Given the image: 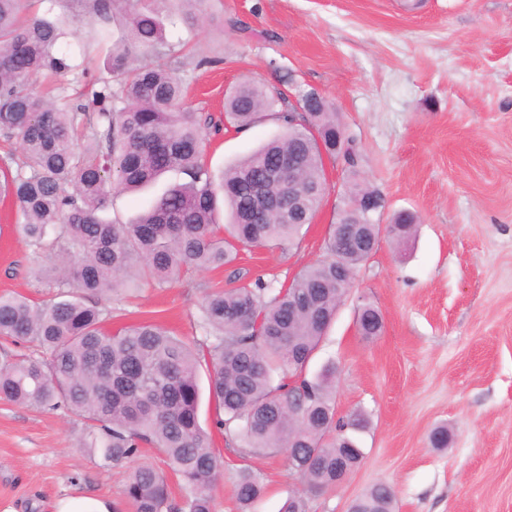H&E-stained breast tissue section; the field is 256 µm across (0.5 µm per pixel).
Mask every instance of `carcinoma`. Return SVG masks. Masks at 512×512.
<instances>
[{
  "label": "carcinoma",
  "instance_id": "carcinoma-1",
  "mask_svg": "<svg viewBox=\"0 0 512 512\" xmlns=\"http://www.w3.org/2000/svg\"><path fill=\"white\" fill-rule=\"evenodd\" d=\"M29 2L0 0V137L18 138L24 155L15 173L0 174V196L17 204L19 230L31 245L56 250V262L39 279L60 292L43 303L0 294V337L36 348L0 363V398L44 410L64 407L82 417L81 446L106 464L130 463L142 449H158L169 471L130 469L123 494L131 512H213L212 488L224 459L200 426L204 370L214 425L224 432L228 452L243 461L283 453L305 491L335 488L362 461L350 435L362 422L336 417V364L312 376L305 364L352 287L355 269L369 257L365 249L341 246L336 225L324 241L326 258L291 283L274 288L258 280L208 293L202 325L209 340L198 346L150 322L112 331L95 301L143 273L168 284L185 270L233 263L239 246L293 242L302 225L288 223V183L274 171L296 154L312 218L324 196V159L336 153L342 132L335 108L299 90L306 112L278 110L280 97L263 84L238 85L225 96V123L243 128L270 113L286 131L216 176L203 162V133L219 130L212 115L186 110L187 86L169 69L129 66L141 50L168 55L156 9L142 7V0L79 3L102 22L124 13L128 28L126 42L112 53L117 82L93 91L90 110L33 91L42 71L63 76L71 64L57 52L55 24L21 20ZM349 163L347 201L379 195L359 177L354 157ZM170 170L188 180L135 221L105 217L112 193L139 189ZM220 197L230 212L223 226L216 217ZM344 222L379 240V225L359 208L351 207ZM413 223L412 214H397L390 237L398 243L411 237ZM379 315L371 305L362 308L363 332H375ZM171 474L190 489L179 510L170 500ZM262 492L259 476L241 465L234 482L240 512H249ZM393 501L389 487L376 485L355 499V508L393 512Z\"/></svg>",
  "mask_w": 512,
  "mask_h": 512
}]
</instances>
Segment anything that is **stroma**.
<instances>
[{
	"label": "stroma",
	"instance_id": "1",
	"mask_svg": "<svg viewBox=\"0 0 512 512\" xmlns=\"http://www.w3.org/2000/svg\"><path fill=\"white\" fill-rule=\"evenodd\" d=\"M32 14L58 22L72 69L57 87L91 100L109 78V55L126 34L114 15L99 26L72 0H35ZM168 66L189 85L187 108L221 122L204 155L220 171L283 132L267 118L225 125L224 94L254 79L333 103L370 186L385 199L381 223L417 218L407 245L382 239L312 361L336 364L338 415L359 414L361 464L330 493L304 495L307 512H346L371 486L395 495V512H512V0H210L205 20L166 27ZM343 158L325 162L327 192L311 224L279 248L243 247L230 265L101 297L109 328L150 321L201 341L205 294L256 278L288 283L323 259L343 194ZM114 196L110 217L135 219L171 185ZM17 209L0 198V294L40 302L55 289L34 274ZM384 317L372 340L359 308ZM448 447H431L439 425ZM84 422L0 400V512H58L61 501H105L129 512L126 468L81 448ZM265 492L251 512H279L302 486L283 456H254Z\"/></svg>",
	"mask_w": 512,
	"mask_h": 512
}]
</instances>
